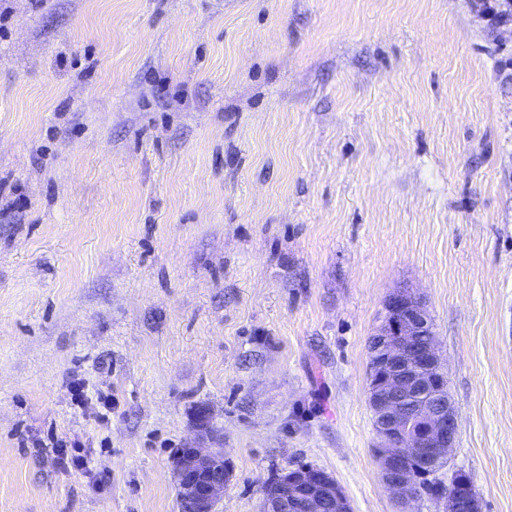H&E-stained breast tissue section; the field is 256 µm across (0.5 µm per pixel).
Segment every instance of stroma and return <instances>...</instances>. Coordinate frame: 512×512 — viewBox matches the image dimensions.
I'll return each instance as SVG.
<instances>
[{
	"instance_id": "1",
	"label": "stroma",
	"mask_w": 512,
	"mask_h": 512,
	"mask_svg": "<svg viewBox=\"0 0 512 512\" xmlns=\"http://www.w3.org/2000/svg\"><path fill=\"white\" fill-rule=\"evenodd\" d=\"M507 9L0 0V512H179L173 451L218 445V512L298 466L395 512L367 389L403 288L457 413L439 476L512 512Z\"/></svg>"
}]
</instances>
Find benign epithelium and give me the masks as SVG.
<instances>
[{"label": "benign epithelium", "instance_id": "1", "mask_svg": "<svg viewBox=\"0 0 512 512\" xmlns=\"http://www.w3.org/2000/svg\"><path fill=\"white\" fill-rule=\"evenodd\" d=\"M368 403L381 425L375 429L383 482L404 507L419 497L413 471L424 462L447 458L456 442L458 421L448 393L445 364L434 341L433 324L422 299L408 289L384 302L374 334ZM171 467L182 512H216L224 495L228 467L222 448H178ZM481 510L468 480L448 486L446 512H458L463 500ZM261 512H351L336 480L325 471L300 466L263 489Z\"/></svg>", "mask_w": 512, "mask_h": 512}]
</instances>
